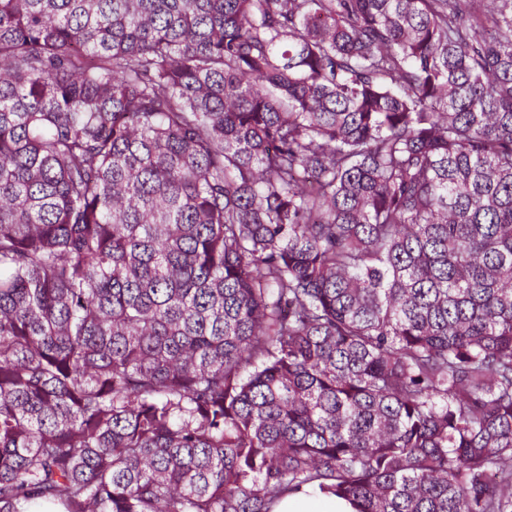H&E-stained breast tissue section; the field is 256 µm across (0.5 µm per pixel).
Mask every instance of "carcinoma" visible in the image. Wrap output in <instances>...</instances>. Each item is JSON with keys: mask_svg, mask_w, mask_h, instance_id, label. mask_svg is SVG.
<instances>
[{"mask_svg": "<svg viewBox=\"0 0 512 512\" xmlns=\"http://www.w3.org/2000/svg\"><path fill=\"white\" fill-rule=\"evenodd\" d=\"M512 512V0H0V512ZM352 502L310 491L289 495L275 507L274 512H358Z\"/></svg>", "mask_w": 512, "mask_h": 512, "instance_id": "carcinoma-1", "label": "carcinoma"}]
</instances>
